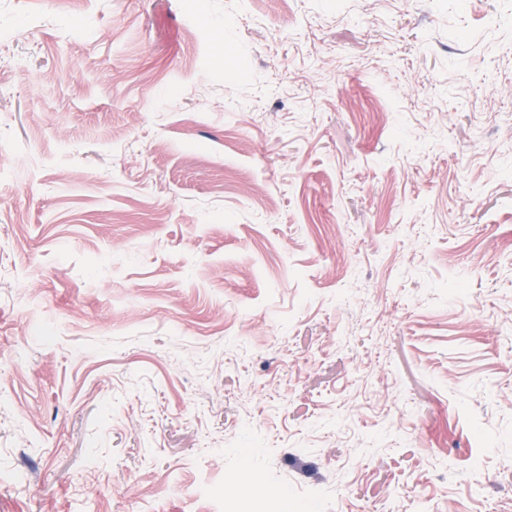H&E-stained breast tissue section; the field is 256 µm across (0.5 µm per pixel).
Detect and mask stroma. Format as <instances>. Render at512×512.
I'll return each mask as SVG.
<instances>
[{"label":"stroma","mask_w":512,"mask_h":512,"mask_svg":"<svg viewBox=\"0 0 512 512\" xmlns=\"http://www.w3.org/2000/svg\"><path fill=\"white\" fill-rule=\"evenodd\" d=\"M1 30L0 512H512V0ZM230 490V491H229ZM296 500L288 489L274 491L264 483H246L240 471L224 474V494L215 512H287Z\"/></svg>","instance_id":"stroma-1"}]
</instances>
